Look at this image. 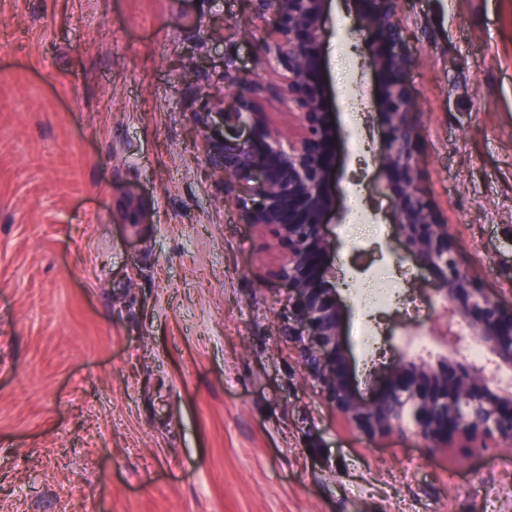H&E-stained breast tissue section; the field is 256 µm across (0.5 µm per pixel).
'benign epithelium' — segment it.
<instances>
[{"instance_id": "benign-epithelium-1", "label": "benign epithelium", "mask_w": 512, "mask_h": 512, "mask_svg": "<svg viewBox=\"0 0 512 512\" xmlns=\"http://www.w3.org/2000/svg\"><path fill=\"white\" fill-rule=\"evenodd\" d=\"M327 3L250 0L252 20L272 21L275 36L261 45L268 68L243 76L227 66L224 83L236 89L233 100L206 113L208 158L224 177V198L242 223L272 231L285 247L275 275L288 284L293 303L282 330L300 343L305 374L355 431L370 439L408 434L435 447L457 439L468 448L511 443L512 381L502 385L501 373L512 371V308L461 268L448 225L422 186L419 110L404 78L413 58L403 38L401 0H358L384 127L379 167L395 205L398 240L457 322L440 337L455 345L476 338L486 356L457 366L406 354L370 399L352 379L328 230L336 210V125L322 63ZM270 100L295 111V134L285 139L271 126Z\"/></svg>"}]
</instances>
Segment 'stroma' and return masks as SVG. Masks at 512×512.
Returning a JSON list of instances; mask_svg holds the SVG:
<instances>
[{"label": "stroma", "mask_w": 512, "mask_h": 512, "mask_svg": "<svg viewBox=\"0 0 512 512\" xmlns=\"http://www.w3.org/2000/svg\"><path fill=\"white\" fill-rule=\"evenodd\" d=\"M401 13L422 184L461 265L511 305L512 0ZM271 36L247 0H0V512H512V445L369 439L282 335L285 248L225 201L199 123L212 91L232 96L226 63L261 69ZM322 49L335 285L365 394L405 331L430 363L471 356L429 336L427 276L393 236L353 0H332ZM338 54L363 112L335 88ZM367 281L394 300L365 309L350 288Z\"/></svg>", "instance_id": "obj_1"}]
</instances>
